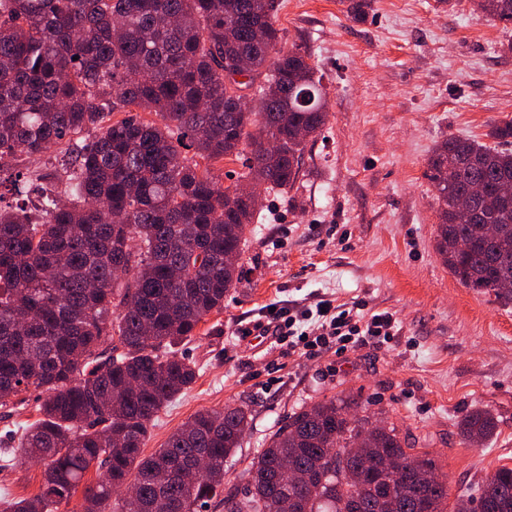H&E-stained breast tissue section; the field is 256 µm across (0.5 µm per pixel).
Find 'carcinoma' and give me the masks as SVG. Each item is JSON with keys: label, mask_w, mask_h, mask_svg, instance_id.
Listing matches in <instances>:
<instances>
[{"label": "carcinoma", "mask_w": 512, "mask_h": 512, "mask_svg": "<svg viewBox=\"0 0 512 512\" xmlns=\"http://www.w3.org/2000/svg\"><path fill=\"white\" fill-rule=\"evenodd\" d=\"M480 6L512 23V0ZM277 11L278 0H0V201L14 199L0 206V406L31 386L45 393L38 422L0 450L5 467L44 463L39 491L1 499L0 512H55L92 468L82 512H105L126 485L138 496L114 512H288L290 498L296 512H447L435 461L350 397L303 405L271 433L241 498L224 495V462L250 420L244 406L200 411L142 456L154 417L197 376L176 346L237 286L225 257L260 213L244 184L292 188L328 122L322 75L301 49L278 47ZM240 64L262 79L257 111L229 79ZM244 143L246 171L218 186L213 164ZM53 146L62 196L6 165ZM428 178L443 265L512 303V198L498 195L512 186V151L450 136ZM457 429L462 444L484 443L498 419L473 408ZM198 454L212 466L192 478ZM454 512H512V468Z\"/></svg>", "instance_id": "carcinoma-1"}]
</instances>
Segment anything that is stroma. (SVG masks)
Listing matches in <instances>:
<instances>
[{
  "label": "stroma",
  "mask_w": 512,
  "mask_h": 512,
  "mask_svg": "<svg viewBox=\"0 0 512 512\" xmlns=\"http://www.w3.org/2000/svg\"><path fill=\"white\" fill-rule=\"evenodd\" d=\"M347 5L279 0L281 43L300 47L323 74L329 120L308 143L294 187L264 192L245 232L238 288L179 348L196 380L152 421L144 451L163 447L199 411L245 406L250 422L224 476L234 493L294 411L350 395L361 414L396 426L434 459L451 498L475 497L487 474L512 467V303L464 287L442 265L427 173L442 140L485 142L493 123L512 119V23L474 0H371L360 21ZM322 299L392 313L396 334L313 359L235 336L270 306ZM38 397L31 388L0 408V448L15 447L38 419ZM475 407L491 409L500 428L466 446L456 422ZM42 477L36 464L1 468L0 495H34Z\"/></svg>",
  "instance_id": "1"
}]
</instances>
